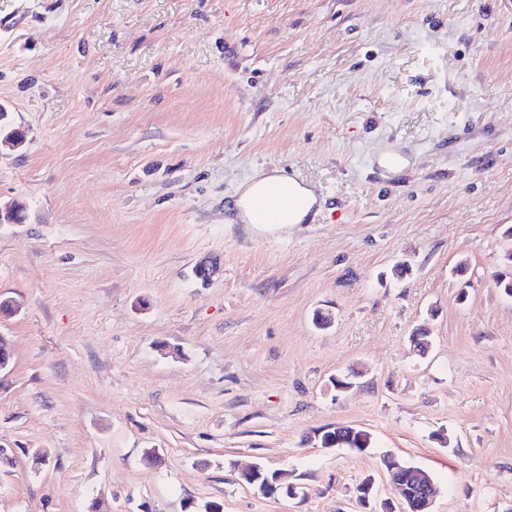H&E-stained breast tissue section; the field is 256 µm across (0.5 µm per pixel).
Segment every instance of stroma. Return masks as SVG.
<instances>
[{
	"label": "stroma",
	"mask_w": 512,
	"mask_h": 512,
	"mask_svg": "<svg viewBox=\"0 0 512 512\" xmlns=\"http://www.w3.org/2000/svg\"><path fill=\"white\" fill-rule=\"evenodd\" d=\"M0 107V512H512V0H0ZM260 168L318 214L232 223ZM294 188L293 202L290 205L287 202L279 219L270 224H277L278 228L288 227V224H302L319 207V200L313 189L297 182H294ZM389 480L398 493V510L388 502L380 512H433L436 488L432 478L417 467H408L393 456L384 459Z\"/></svg>",
	"instance_id": "stroma-1"
}]
</instances>
